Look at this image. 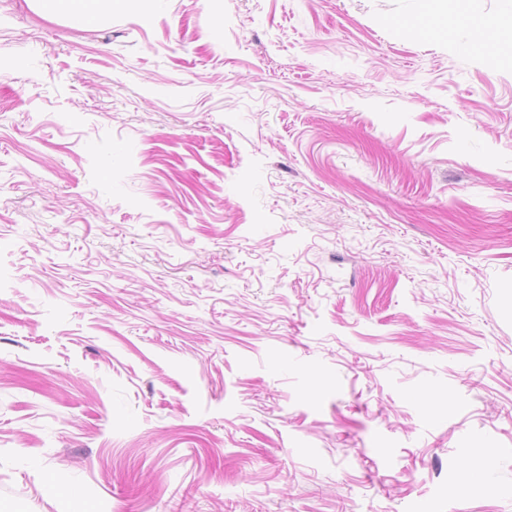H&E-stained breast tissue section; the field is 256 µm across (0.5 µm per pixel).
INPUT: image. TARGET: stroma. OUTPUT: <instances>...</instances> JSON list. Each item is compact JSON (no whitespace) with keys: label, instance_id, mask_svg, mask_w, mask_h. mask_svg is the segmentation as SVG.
Segmentation results:
<instances>
[{"label":"stroma","instance_id":"obj_1","mask_svg":"<svg viewBox=\"0 0 512 512\" xmlns=\"http://www.w3.org/2000/svg\"><path fill=\"white\" fill-rule=\"evenodd\" d=\"M0 0V512H512V18Z\"/></svg>","mask_w":512,"mask_h":512}]
</instances>
